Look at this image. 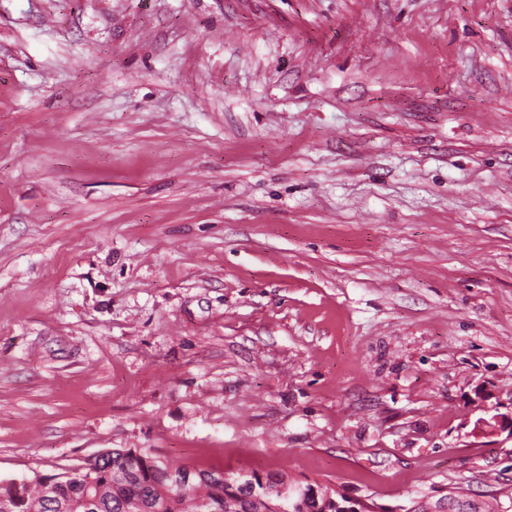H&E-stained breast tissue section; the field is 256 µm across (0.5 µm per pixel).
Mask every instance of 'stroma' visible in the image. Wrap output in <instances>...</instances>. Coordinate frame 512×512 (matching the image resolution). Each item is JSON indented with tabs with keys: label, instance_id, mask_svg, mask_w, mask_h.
I'll use <instances>...</instances> for the list:
<instances>
[{
	"label": "stroma",
	"instance_id": "35a3bbf8",
	"mask_svg": "<svg viewBox=\"0 0 512 512\" xmlns=\"http://www.w3.org/2000/svg\"><path fill=\"white\" fill-rule=\"evenodd\" d=\"M511 413L512 0H0V480L393 512L512 493ZM506 430L508 431L509 438L512 439V415L503 416L496 414L489 419L482 417L477 419L472 432L475 435H499ZM271 475L280 474L173 466L150 448H110L55 475L1 481L0 512H377L334 490L285 498L298 488L285 480L281 496L262 483ZM447 499L448 502L446 500H442L441 502L437 503V507H435V501L433 502L429 500L427 496H423L421 498H417L416 500H412V505L408 512H460V500H464L470 504L467 499L472 498L464 493L463 487L454 486L448 490ZM433 507H435L434 511L431 510Z\"/></svg>",
	"mask_w": 512,
	"mask_h": 512
}]
</instances>
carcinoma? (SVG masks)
Instances as JSON below:
<instances>
[{
  "mask_svg": "<svg viewBox=\"0 0 512 512\" xmlns=\"http://www.w3.org/2000/svg\"><path fill=\"white\" fill-rule=\"evenodd\" d=\"M257 471L173 466L150 448H110L51 476L0 482V512H365L324 492L288 499Z\"/></svg>",
  "mask_w": 512,
  "mask_h": 512,
  "instance_id": "1",
  "label": "carcinoma"
}]
</instances>
